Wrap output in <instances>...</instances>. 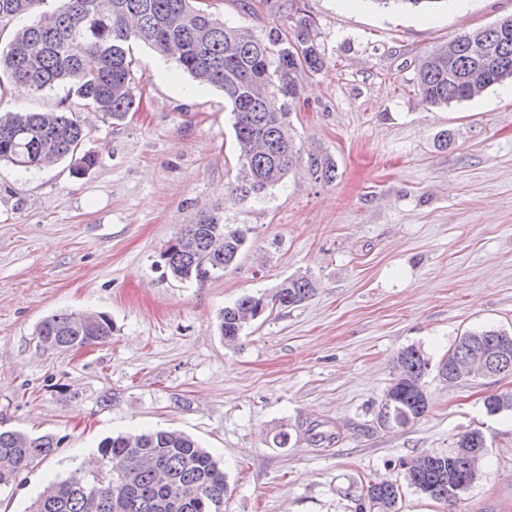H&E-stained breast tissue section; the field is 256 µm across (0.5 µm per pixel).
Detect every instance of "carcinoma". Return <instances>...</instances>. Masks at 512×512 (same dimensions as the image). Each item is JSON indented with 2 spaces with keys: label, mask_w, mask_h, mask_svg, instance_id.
<instances>
[{
  "label": "carcinoma",
  "mask_w": 512,
  "mask_h": 512,
  "mask_svg": "<svg viewBox=\"0 0 512 512\" xmlns=\"http://www.w3.org/2000/svg\"><path fill=\"white\" fill-rule=\"evenodd\" d=\"M44 0H0V24L36 9ZM59 5L33 25L17 29L0 46V74L6 81L34 91L58 83L69 85L82 106L99 112L115 127L123 125L137 102L133 45L143 42L173 56L194 79L224 92L231 106L240 161L230 186L233 199L258 197L305 164L317 181L336 179V161L323 151L302 157L296 149L288 113L267 105L268 95L295 99V74L312 71L323 58L297 35L302 55L277 37L262 39L241 27L224 25L212 12L202 14L198 0H58ZM454 52L421 57L416 87L435 106L471 101L493 85L512 80V23L507 29L484 27L452 39ZM4 81V82H6ZM0 81V92L4 90ZM89 130L75 111L14 112L0 117V162L28 171L69 161V171L85 176L98 164L83 149ZM251 228L226 224L213 213L185 224L161 254L170 274L202 285L234 263ZM317 287L306 275L289 277L270 295H243L219 314L218 330L227 344L236 343L253 321L275 309L298 306ZM112 320L60 312L39 325L40 341L51 347L83 348L112 338ZM508 349L512 332L491 328L465 332L436 366L445 382L455 362L476 352ZM429 361L408 346L395 358V378L378 412L380 426H401L421 419L428 407L422 379ZM486 412L512 409V396L491 394ZM60 440L18 430H0V486L10 485L32 463L54 453ZM483 434L466 430L446 453L420 454L400 463L406 484L382 480L367 487L355 512H399L403 487L446 505L473 485L467 454L484 455ZM103 469L88 477L74 473L50 483L27 512H223L226 477L219 462L189 436L170 430L119 435L100 448Z\"/></svg>",
  "instance_id": "1"
}]
</instances>
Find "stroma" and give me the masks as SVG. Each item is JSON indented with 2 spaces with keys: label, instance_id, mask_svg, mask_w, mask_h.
I'll use <instances>...</instances> for the list:
<instances>
[{
  "label": "stroma",
  "instance_id": "stroma-1",
  "mask_svg": "<svg viewBox=\"0 0 512 512\" xmlns=\"http://www.w3.org/2000/svg\"><path fill=\"white\" fill-rule=\"evenodd\" d=\"M212 9L261 38L307 30L324 65L298 70L295 102L274 100L301 153L332 155L337 178L319 184L300 166L260 197L230 199L239 163L223 92L144 44L140 108L120 129L64 86L1 93L0 114L80 112L99 163L80 178L64 162L0 166V428L61 441L0 488V512H25L50 482L84 471L105 438L156 430L192 436L223 464L224 512H353L368 483L402 480L401 459L447 452L467 429L486 439L481 479L451 506L406 489L400 512H512V411L483 406L512 395V374L450 385L434 369L463 332L512 327V99L495 85L435 107L415 70L459 33L512 15V0ZM203 211L251 232L224 274L199 285L173 278L160 254ZM294 275L312 277L316 295L225 344L220 311ZM65 311L108 315L111 340L42 345L38 324ZM408 346L433 366L429 406L383 428ZM314 431L336 440L313 445Z\"/></svg>",
  "mask_w": 512,
  "mask_h": 512
}]
</instances>
